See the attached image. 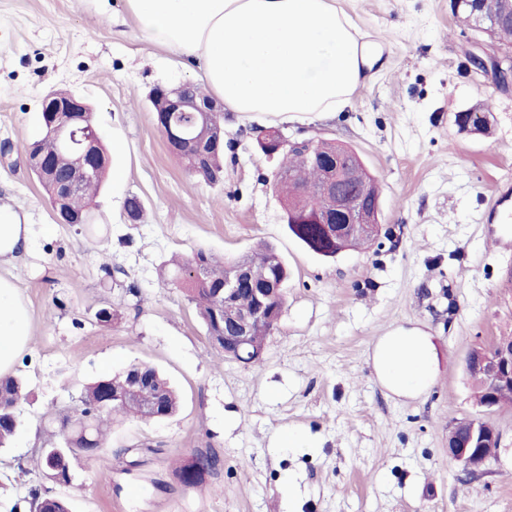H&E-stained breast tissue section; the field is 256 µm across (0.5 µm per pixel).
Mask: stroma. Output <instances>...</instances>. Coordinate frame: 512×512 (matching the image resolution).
I'll use <instances>...</instances> for the list:
<instances>
[{"label": "stroma", "mask_w": 512, "mask_h": 512, "mask_svg": "<svg viewBox=\"0 0 512 512\" xmlns=\"http://www.w3.org/2000/svg\"><path fill=\"white\" fill-rule=\"evenodd\" d=\"M375 51L353 106L313 122L224 115L234 156L224 183L192 176L167 149L147 94L197 82L190 59L150 42L125 0H0V205L29 240L11 273L28 306L30 343L14 371L27 381L23 426L0 449V512L35 493L62 494L73 512H512V408L483 413L468 353L512 335V242L497 245L483 217L496 182L512 175V89L469 57L492 46L458 21L451 0H334ZM71 90L92 106L106 142L121 143L96 223H55L19 147L40 132L39 104ZM481 116L463 128L458 113ZM266 130L354 150L381 187L390 237L322 260L288 233L271 183ZM142 214L130 223L125 201ZM266 243L288 265L286 306L264 363L224 359L186 289L165 281L171 257L198 247L225 257ZM107 308L112 320L99 322ZM430 333L428 393L397 398L376 381L371 349L388 330ZM134 362L155 365L181 407L159 421L113 426L74 485L37 466L80 388ZM486 415L502 434L483 472L448 457V425ZM304 434L300 448L281 435ZM221 458L193 489L174 475L199 449ZM108 469L110 480L98 477Z\"/></svg>", "instance_id": "35a3bbf8"}]
</instances>
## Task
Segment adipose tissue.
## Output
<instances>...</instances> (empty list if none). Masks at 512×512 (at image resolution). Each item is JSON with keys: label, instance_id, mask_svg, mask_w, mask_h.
Listing matches in <instances>:
<instances>
[{"label": "adipose tissue", "instance_id": "adipose-tissue-1", "mask_svg": "<svg viewBox=\"0 0 512 512\" xmlns=\"http://www.w3.org/2000/svg\"><path fill=\"white\" fill-rule=\"evenodd\" d=\"M140 32L197 60L209 93L225 110L291 122L336 112L370 77L371 55L350 18L329 0H126ZM28 227L0 207V267L11 266ZM30 342L27 305L0 274V375L12 373ZM370 365L390 394L417 398L435 375L430 335L400 326L380 336Z\"/></svg>", "mask_w": 512, "mask_h": 512}]
</instances>
